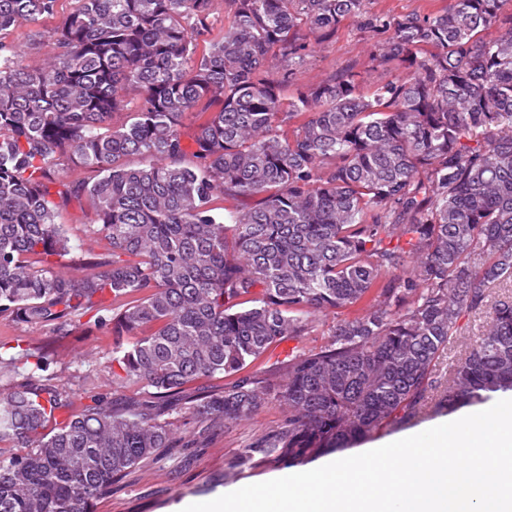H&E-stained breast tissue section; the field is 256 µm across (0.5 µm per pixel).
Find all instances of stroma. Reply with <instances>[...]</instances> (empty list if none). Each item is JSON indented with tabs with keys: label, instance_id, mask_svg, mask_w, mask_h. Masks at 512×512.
Wrapping results in <instances>:
<instances>
[{
	"label": "stroma",
	"instance_id": "stroma-1",
	"mask_svg": "<svg viewBox=\"0 0 512 512\" xmlns=\"http://www.w3.org/2000/svg\"><path fill=\"white\" fill-rule=\"evenodd\" d=\"M352 69L366 85L377 86L403 78L398 69H374L369 65V45L354 19L345 20L335 39L309 57L301 83L310 84L336 72ZM92 216L90 206L60 208L56 221L67 230L71 250L66 264L88 257L94 245L83 230ZM47 356L54 370L76 392H84L87 370L105 364L112 350V333L105 329H77L68 336L52 335L50 327L19 322L0 316V357L10 358L19 349ZM283 417L282 409L268 404L252 418L226 425L193 455L174 454L147 467L129 471L115 483L111 493L96 504V512H182L186 505L213 500L243 486L268 481L319 467V460L289 465L269 461L255 467H240L239 454L257 436L273 429Z\"/></svg>",
	"mask_w": 512,
	"mask_h": 512
}]
</instances>
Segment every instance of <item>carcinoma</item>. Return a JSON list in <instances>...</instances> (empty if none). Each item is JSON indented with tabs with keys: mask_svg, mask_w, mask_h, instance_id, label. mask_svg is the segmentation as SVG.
<instances>
[{
	"mask_svg": "<svg viewBox=\"0 0 512 512\" xmlns=\"http://www.w3.org/2000/svg\"><path fill=\"white\" fill-rule=\"evenodd\" d=\"M56 3L0 0V315L64 336L94 313L115 340L85 379L137 392L85 402L43 354L0 357V447L26 448L0 455V512H90L178 447V418L198 446L275 402L240 462L303 464L512 396V297L491 295L512 281V0L396 18L370 0H78L5 43ZM347 18L392 30L370 61L409 76L298 85ZM218 196L249 205L228 222ZM85 201L103 252L63 275L57 212ZM470 316L485 330L442 384ZM286 339L275 372L249 371ZM215 374L224 387L186 393ZM78 6L76 0H59L56 6V15L53 19L46 22L43 27L35 28L32 26L23 25L17 28L12 35L9 37V41L13 42L15 46L21 47L28 45L35 39H39V35L43 33L47 28L52 27L56 24L64 15L72 11ZM40 31V33H38Z\"/></svg>",
	"mask_w": 512,
	"mask_h": 512,
	"instance_id": "cac0c4a2",
	"label": "carcinoma"
}]
</instances>
